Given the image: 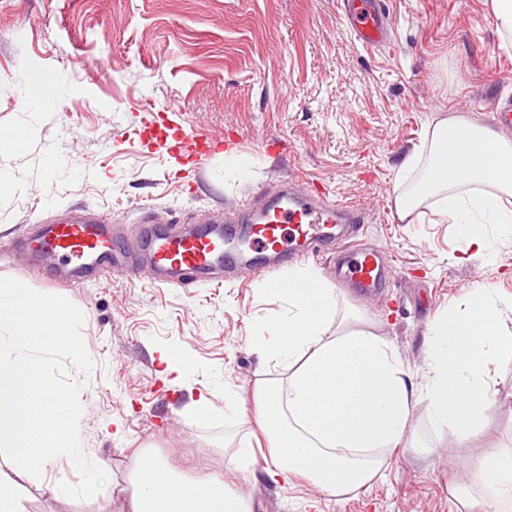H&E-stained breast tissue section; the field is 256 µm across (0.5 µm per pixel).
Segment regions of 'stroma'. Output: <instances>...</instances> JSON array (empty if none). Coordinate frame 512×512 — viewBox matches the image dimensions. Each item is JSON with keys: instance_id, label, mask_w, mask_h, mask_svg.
I'll use <instances>...</instances> for the list:
<instances>
[{"instance_id": "obj_1", "label": "stroma", "mask_w": 512, "mask_h": 512, "mask_svg": "<svg viewBox=\"0 0 512 512\" xmlns=\"http://www.w3.org/2000/svg\"><path fill=\"white\" fill-rule=\"evenodd\" d=\"M390 42L363 47L338 0H0V277L65 297L84 314L81 335L95 363L81 382L80 420L88 459L108 461L99 496L54 493L78 483L65 457L41 478L13 472L0 457L25 512H126L138 455L155 453L188 476L224 480L250 512H458L450 493L474 455L435 431L427 402L412 428L437 445L429 468L393 454L383 478L343 498L303 481L285 487L246 465L238 449L253 425L260 383L281 367L254 350L255 325L285 315L265 278L247 272L222 283L164 286L116 273L59 287L33 277L15 251L39 220L79 208L135 242L142 219L201 224L287 178L318 185L331 203L354 204L365 222L354 240L303 258L336 279L350 245L378 248L392 276L377 296L337 285L338 316L357 313L383 337L414 383L428 376L426 342L435 317L474 289L512 296V233L487 229L488 249L467 248L452 224H402L392 215L398 165L448 114L474 119L512 139L497 114L512 97V50L501 46L488 0H386ZM48 73L55 98L32 99L31 80ZM222 146L194 166L141 141L150 116ZM24 133L21 147L9 139ZM281 150L267 152V141ZM190 356L182 379L164 356ZM493 442L512 443V360L492 372ZM233 391L242 409L225 408ZM206 397V420L184 412Z\"/></svg>"}]
</instances>
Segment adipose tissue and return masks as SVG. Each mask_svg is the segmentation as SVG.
<instances>
[{
    "label": "adipose tissue",
    "mask_w": 512,
    "mask_h": 512,
    "mask_svg": "<svg viewBox=\"0 0 512 512\" xmlns=\"http://www.w3.org/2000/svg\"><path fill=\"white\" fill-rule=\"evenodd\" d=\"M424 156L423 176L394 194L395 218L456 225L467 245L486 250V225L512 224V141L463 119H443L405 156L401 171ZM283 281L277 294L288 312L258 322L252 343L282 365L286 378L258 388V431L240 457L267 445L272 481L306 479L342 497L381 477L393 452L415 453L410 427L420 400H427L434 427L451 430L458 446L484 437L495 396L490 369L512 358L505 324L512 298L478 288L440 314L426 348L430 375L418 386L380 336L332 331L335 290L316 268L289 269ZM467 477L455 490L462 507L512 512L511 448L485 452ZM133 482L128 512H249L223 480L178 474L151 453L139 456Z\"/></svg>",
    "instance_id": "adipose-tissue-1"
}]
</instances>
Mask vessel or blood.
<instances>
[{
  "instance_id": "vessel-or-blood-1",
  "label": "vessel or blood",
  "mask_w": 512,
  "mask_h": 512,
  "mask_svg": "<svg viewBox=\"0 0 512 512\" xmlns=\"http://www.w3.org/2000/svg\"><path fill=\"white\" fill-rule=\"evenodd\" d=\"M348 25L362 45L380 48L390 41L383 0H344ZM160 154H184L198 159L214 151L216 143L182 128L173 132L145 128ZM360 208L325 203L322 194L285 180L262 193L260 200H243L232 210L212 217L191 231L152 226L143 232L148 264L134 261L132 247L113 236L105 220L76 218L39 225L20 243L28 271L49 274L54 283L75 285L113 272L181 286L212 280L224 273L246 270L282 284L288 262L310 249L328 246L334 228L350 230L362 223ZM336 272L344 283L367 291L386 288L390 270L379 252L361 248L340 256Z\"/></svg>"
}]
</instances>
